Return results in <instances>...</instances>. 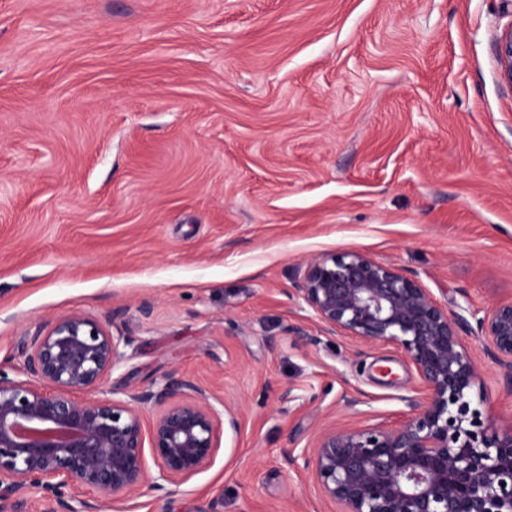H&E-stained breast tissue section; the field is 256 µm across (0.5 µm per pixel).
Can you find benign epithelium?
Segmentation results:
<instances>
[{
  "instance_id": "benign-epithelium-1",
  "label": "benign epithelium",
  "mask_w": 512,
  "mask_h": 512,
  "mask_svg": "<svg viewBox=\"0 0 512 512\" xmlns=\"http://www.w3.org/2000/svg\"><path fill=\"white\" fill-rule=\"evenodd\" d=\"M501 79L512 86V27L497 39ZM291 298L327 333L389 345L418 395L396 427L325 428L285 453L339 512H512V424L490 429L476 389L472 335L512 385V302L483 316L451 310L415 275L356 251L311 256ZM129 336L70 313L21 341V376L0 369V512H131L143 491L168 505L173 488L210 466L235 411L175 370L129 393L100 397L125 359Z\"/></svg>"
}]
</instances>
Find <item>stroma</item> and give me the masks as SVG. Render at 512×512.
<instances>
[{"mask_svg": "<svg viewBox=\"0 0 512 512\" xmlns=\"http://www.w3.org/2000/svg\"><path fill=\"white\" fill-rule=\"evenodd\" d=\"M509 27L512 0H0V366L41 322L106 321L135 342L104 396L177 370L238 411L173 512H338L284 453L399 425L416 381L291 295L355 250L512 301ZM496 52L501 79L512 86V27L504 30L498 37Z\"/></svg>", "mask_w": 512, "mask_h": 512, "instance_id": "stroma-1", "label": "stroma"}]
</instances>
